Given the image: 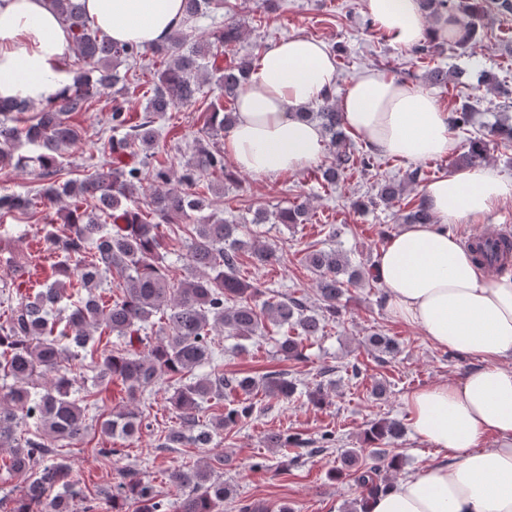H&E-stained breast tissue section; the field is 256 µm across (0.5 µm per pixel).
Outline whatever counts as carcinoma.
Instances as JSON below:
<instances>
[{"label": "carcinoma", "mask_w": 512, "mask_h": 512, "mask_svg": "<svg viewBox=\"0 0 512 512\" xmlns=\"http://www.w3.org/2000/svg\"><path fill=\"white\" fill-rule=\"evenodd\" d=\"M70 31L78 59L86 69L53 104L40 109L26 101L0 102V170H23L41 183L33 195H0V215L35 211L38 205L63 199L60 226L48 230L50 250L59 278L35 289L27 286L25 269L31 259L17 266L18 275L9 287L0 288V379L11 380L0 394V446L10 449L7 473L24 480L19 496L0 497V512H99L100 502L112 504V512H125L131 501L135 512H218L232 490L214 479L215 467L184 466L172 470L168 480L182 493L171 506L152 480L130 467L115 468L113 483L96 496L82 493L79 481L59 456L62 449L88 433V420L97 422L102 436L132 440L148 415L141 408L145 392L169 383L166 402L179 420L163 436L164 448L192 445L203 448L213 436L250 418L257 409L253 396L264 392L269 400L285 402L296 384L284 372L261 376L226 377L221 370L224 352L215 347L214 336L225 333L243 341L265 335L266 322L282 329L277 353L286 360L305 359L302 337L315 336L329 319L336 317L345 288L363 280V272L350 266L341 249L312 250L305 262L317 276L321 306L314 309L298 298L260 300L259 286L240 277L244 258L256 267L280 261L276 249L249 244L239 238V225L209 208L203 179L207 175L230 178L224 153L209 146L235 121L236 102L252 60L235 58L224 62L226 50L243 36V24L234 17L206 37H194L193 23L199 17L224 8V0H184L186 28L175 31L164 44L148 49L137 44L117 45L92 27L81 0H46ZM423 14L435 23L463 14L469 21L454 37L456 47H466L476 34L489 8L512 14V0H418ZM163 59L157 80L143 93V114L131 118L127 95L118 88L123 62L136 67L146 55ZM459 75L435 65L424 73L432 86L446 87ZM215 80L223 101L206 108V120L195 137L194 152L179 174L154 161L159 119L179 103L197 100L202 84ZM480 83L512 99L508 76L492 71L480 73ZM114 89L109 116L116 135L109 138L103 154L108 160L92 166L80 178L62 182L58 176L67 149L80 140L78 129L67 123L73 112H87L102 91ZM303 116L318 124L332 147V158L321 173V187L331 188L355 172L377 166L369 152L353 147L342 114L330 96L306 108ZM475 112L463 103L448 115L453 131L474 124ZM25 142L28 154H19L15 144ZM512 143V123L499 119L489 133L469 140L458 164L469 168L482 164L490 146ZM153 182L144 212L136 198L144 183ZM405 184L385 182L375 196L355 203L361 210L382 206L397 208ZM195 216V223L181 220ZM403 224H431L434 215L424 199L398 208ZM306 224L310 213L300 202L268 218L256 213L252 223ZM176 225L187 247L189 276L176 284L163 263L160 226ZM480 264L497 274L512 267V238L492 244L470 246ZM117 279L116 291L105 297L100 289ZM107 330L118 343L98 363L91 386L78 383L65 363L86 350L94 334ZM121 382L125 397L109 412L100 411L95 388L105 382ZM215 401L227 402L224 413L211 425L199 426L198 413ZM404 426L398 420H381L366 432V441L379 445L398 439ZM269 448H293L301 441L281 432L265 436ZM347 476L361 489L362 497L349 512H364L367 499L385 490L389 482L377 464L358 463L356 451L344 454Z\"/></svg>", "instance_id": "1"}]
</instances>
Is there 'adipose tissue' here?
Instances as JSON below:
<instances>
[{
	"label": "adipose tissue",
	"mask_w": 512,
	"mask_h": 512,
	"mask_svg": "<svg viewBox=\"0 0 512 512\" xmlns=\"http://www.w3.org/2000/svg\"><path fill=\"white\" fill-rule=\"evenodd\" d=\"M84 9L113 42L143 47L166 42L184 19L182 0H85ZM367 12L405 47L451 31L429 29L418 0H367ZM73 49L46 0H0V101H54L73 80ZM335 87L325 43L294 37L266 49L237 99L226 157L255 176L315 162L323 136L301 113ZM339 109L347 130L386 157L419 162L455 146L448 115L428 91L372 70L352 79ZM422 195L434 223L399 227L375 253L373 270L393 319L478 366L406 396L415 434L449 460L396 479L367 512H512V275L474 263L450 230L512 202V180L484 165L429 182Z\"/></svg>",
	"instance_id": "adipose-tissue-1"
}]
</instances>
